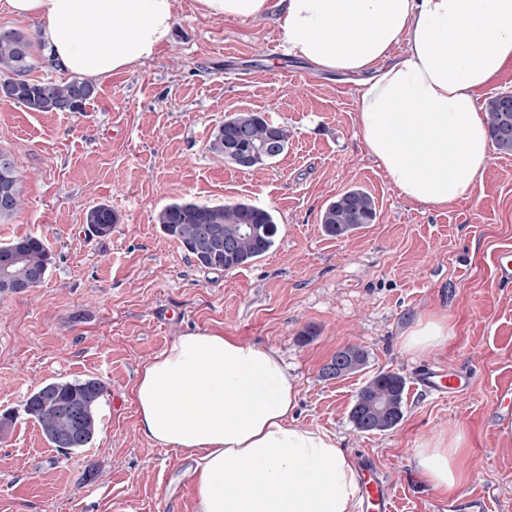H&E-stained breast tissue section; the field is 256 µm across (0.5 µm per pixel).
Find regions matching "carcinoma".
<instances>
[{"label": "carcinoma", "instance_id": "carcinoma-1", "mask_svg": "<svg viewBox=\"0 0 512 512\" xmlns=\"http://www.w3.org/2000/svg\"><path fill=\"white\" fill-rule=\"evenodd\" d=\"M31 38L18 31L0 32V97L24 106L30 112H74L84 110L95 96V87L78 78L55 82H34L27 73L36 66L53 67L46 55H35ZM489 138L496 149L512 154V105L502 94L489 97L485 103ZM271 127L259 112L235 114L217 126L211 135L209 149L230 162L235 153L267 141ZM0 200H12V207L0 208V219L17 214L24 205L20 178L14 159L0 151ZM376 204L361 189H352L330 201L320 215L324 233L332 238H346L354 231L375 222ZM120 222L118 213L107 204L90 207L86 224L96 237L112 234ZM161 231L177 241L197 262L208 270L232 271L245 267L274 245L278 232L273 214L247 202L234 204H199L193 201L173 202L157 215ZM12 260V275H35L38 282L46 278L52 254L35 236L17 238L0 245V259ZM367 362V353L350 345L339 351L322 367L326 379L341 378L357 372ZM405 378L393 372H382L370 379L358 392L349 418L361 432H385L395 428L403 416ZM106 391L102 381L89 377L73 382H50L33 390L23 411L39 425L45 439L55 448L71 430L65 410L69 406L82 410L76 439L69 448H87L99 427L97 405Z\"/></svg>", "mask_w": 512, "mask_h": 512}]
</instances>
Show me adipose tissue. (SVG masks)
<instances>
[{
	"mask_svg": "<svg viewBox=\"0 0 512 512\" xmlns=\"http://www.w3.org/2000/svg\"><path fill=\"white\" fill-rule=\"evenodd\" d=\"M215 19H269L284 55L353 84L364 147L400 193L443 208L490 164L482 92L512 65V0H195ZM177 0H0L37 19L62 71L97 83L169 42ZM447 317L418 319L404 348L447 342ZM298 385L274 350L220 331L178 336L133 389L141 434L186 452L198 512H356L361 475L336 436L300 425ZM465 429L422 442L415 465L456 494Z\"/></svg>",
	"mask_w": 512,
	"mask_h": 512,
	"instance_id": "1",
	"label": "adipose tissue"
}]
</instances>
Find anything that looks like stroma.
I'll return each mask as SVG.
<instances>
[{"label": "stroma", "instance_id": "obj_1", "mask_svg": "<svg viewBox=\"0 0 512 512\" xmlns=\"http://www.w3.org/2000/svg\"><path fill=\"white\" fill-rule=\"evenodd\" d=\"M171 41L144 65L96 84L84 112H31L0 99V151L20 171L24 210L0 220V244L32 235L52 253L44 282L0 294V512H197L190 461L138 430L139 372L188 331L221 329L275 350L298 380L297 421L371 456L396 512H431L445 496L426 484L418 445L465 428L463 491H493L512 512V440L492 423L512 381V285L493 256L512 247V155L490 149L483 180L435 208L402 197L357 133L358 99L343 77L283 55L266 20H217L179 0ZM261 112L290 131L272 164L241 169L212 153L224 117ZM352 188L371 194L374 224L336 240L324 207ZM249 202L278 226L271 250L246 267H199L157 222L178 200ZM120 222L90 236L87 209ZM430 313L449 317L447 343L414 356L404 333ZM357 345L364 368L327 380L323 365ZM471 368L473 394L440 400L411 384L417 366ZM383 371L408 382L403 417L387 432L354 428L360 388ZM95 377L106 386L89 447H50L23 411L36 387Z\"/></svg>", "mask_w": 512, "mask_h": 512}]
</instances>
